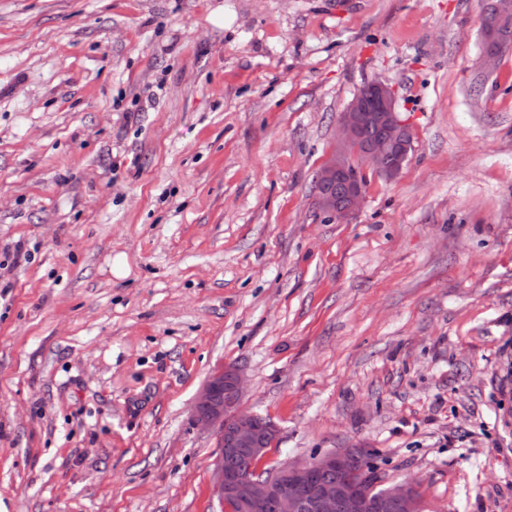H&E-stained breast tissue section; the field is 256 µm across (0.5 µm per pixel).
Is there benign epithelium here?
Here are the masks:
<instances>
[{
  "mask_svg": "<svg viewBox=\"0 0 512 512\" xmlns=\"http://www.w3.org/2000/svg\"><path fill=\"white\" fill-rule=\"evenodd\" d=\"M395 92L378 82L356 95L340 119L337 147L318 172V207L335 218L358 208L364 195L359 170L392 181L412 148L409 126L397 112ZM245 376L237 364L213 369L197 393V423L216 431L220 454L213 491L221 512H419L416 487L401 482L376 496L359 491L356 472L362 445L331 450L308 462H286L266 471L262 460L277 442L278 428L243 406Z\"/></svg>",
  "mask_w": 512,
  "mask_h": 512,
  "instance_id": "obj_1",
  "label": "benign epithelium"
}]
</instances>
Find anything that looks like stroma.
Here are the masks:
<instances>
[{"instance_id": "35a3bbf8", "label": "stroma", "mask_w": 512, "mask_h": 512, "mask_svg": "<svg viewBox=\"0 0 512 512\" xmlns=\"http://www.w3.org/2000/svg\"><path fill=\"white\" fill-rule=\"evenodd\" d=\"M481 32L480 0H0V512H219L222 363L280 428L262 468L361 444L425 512H512V50ZM375 81L413 149L335 219L315 176Z\"/></svg>"}]
</instances>
